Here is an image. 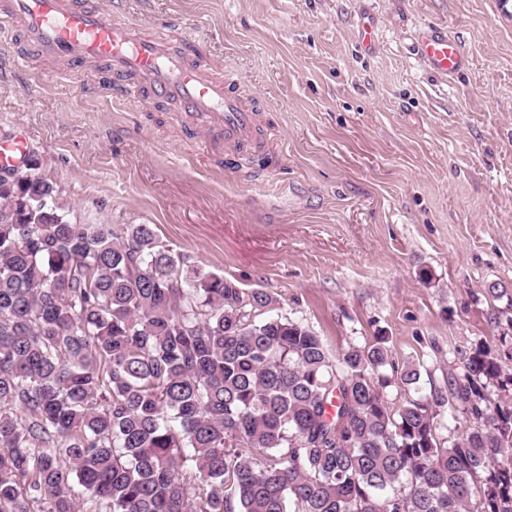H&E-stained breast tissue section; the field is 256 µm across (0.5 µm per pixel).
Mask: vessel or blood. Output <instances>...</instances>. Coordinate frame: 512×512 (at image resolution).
Wrapping results in <instances>:
<instances>
[{
    "instance_id": "b4317fda",
    "label": "vessel or blood",
    "mask_w": 512,
    "mask_h": 512,
    "mask_svg": "<svg viewBox=\"0 0 512 512\" xmlns=\"http://www.w3.org/2000/svg\"><path fill=\"white\" fill-rule=\"evenodd\" d=\"M16 31L25 36L27 60L106 73L121 99L166 103L178 123L206 132L210 143L225 150L254 153L270 143L239 75L190 53L178 33L118 25L99 0H0V33ZM417 50L435 73L466 68L464 53L442 29L424 32ZM26 149L25 138L0 140V167L16 165Z\"/></svg>"
}]
</instances>
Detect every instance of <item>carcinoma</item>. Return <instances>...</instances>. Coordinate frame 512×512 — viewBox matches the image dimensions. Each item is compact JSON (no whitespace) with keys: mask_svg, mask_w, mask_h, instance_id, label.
Segmentation results:
<instances>
[{"mask_svg":"<svg viewBox=\"0 0 512 512\" xmlns=\"http://www.w3.org/2000/svg\"><path fill=\"white\" fill-rule=\"evenodd\" d=\"M485 293L512 341V289ZM276 303L1 176L0 512H512L498 349L427 395L387 336L336 357Z\"/></svg>","mask_w":512,"mask_h":512,"instance_id":"carcinoma-1","label":"carcinoma"}]
</instances>
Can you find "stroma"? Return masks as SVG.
<instances>
[{"instance_id":"35a3bbf8","label":"stroma","mask_w":512,"mask_h":512,"mask_svg":"<svg viewBox=\"0 0 512 512\" xmlns=\"http://www.w3.org/2000/svg\"><path fill=\"white\" fill-rule=\"evenodd\" d=\"M261 104L277 149L206 150L172 112L0 39V137L24 136L72 224H148L174 253L263 290L338 353L386 333L422 387L497 342L512 289V12L495 0H126ZM466 52L433 73L420 31ZM485 293L493 302H502L503 306L492 307V318L496 329H500L499 341L503 343L511 341L512 346V289L491 284L485 288Z\"/></svg>"}]
</instances>
